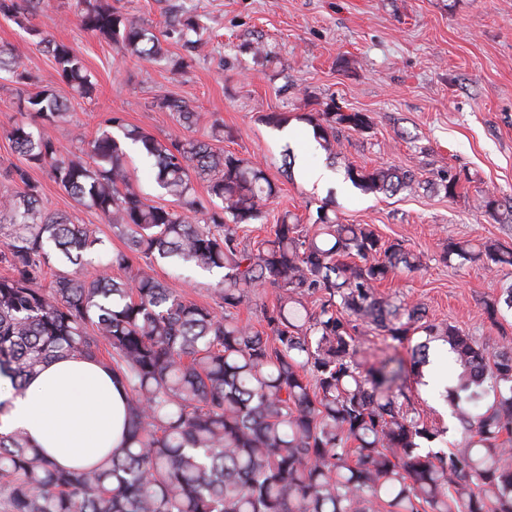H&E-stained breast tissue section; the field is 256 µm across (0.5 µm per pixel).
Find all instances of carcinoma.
I'll return each mask as SVG.
<instances>
[{
	"label": "carcinoma",
	"instance_id": "1",
	"mask_svg": "<svg viewBox=\"0 0 512 512\" xmlns=\"http://www.w3.org/2000/svg\"><path fill=\"white\" fill-rule=\"evenodd\" d=\"M81 27L124 53L159 61L161 39L117 11L111 0H77ZM0 16L25 27L17 0H0ZM199 25L173 16L188 68L203 51ZM31 44L48 53L63 83L84 97L95 85L72 48L37 28ZM6 91L22 95L40 129L20 120L9 137L28 166L5 177L22 187L0 197V376L16 388L53 359L78 354L112 373L126 397L125 446L99 464L56 468L20 431L0 433V512H512V339L479 342L429 319L426 308L377 288L415 272L420 257L389 246L368 224H342L323 206L305 228L292 214L247 243L276 189L260 163L218 152L172 133L161 140L113 114L89 142L91 161L58 155L52 129L66 120L55 93L24 94L32 75L20 49L0 46ZM183 128L195 122L185 101L166 99ZM306 120L331 155L339 129L365 131L370 118L326 105ZM154 160L156 183L177 207L154 204L127 173V153L113 129ZM49 167L79 205L109 219L126 250L98 268L102 240L87 224L41 207V188L28 168ZM204 176L214 206L201 212L192 175ZM364 192L395 193L420 183L405 169L347 166ZM203 217H198V214ZM485 260L493 271L512 267V248L485 242L448 243L443 261ZM81 275L54 274L58 262ZM172 261L222 273L219 313L187 300L152 274ZM277 287L262 309L265 331L239 318L249 290ZM512 310V285L503 301ZM395 354L366 368L358 358L359 327ZM454 354L457 374L445 389L462 440L419 411L405 380L422 384L431 345ZM404 349L409 359L397 354Z\"/></svg>",
	"mask_w": 512,
	"mask_h": 512
}]
</instances>
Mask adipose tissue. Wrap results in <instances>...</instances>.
I'll list each match as a JSON object with an SVG mask.
<instances>
[{
    "instance_id": "ef3b65f1",
    "label": "adipose tissue",
    "mask_w": 512,
    "mask_h": 512,
    "mask_svg": "<svg viewBox=\"0 0 512 512\" xmlns=\"http://www.w3.org/2000/svg\"><path fill=\"white\" fill-rule=\"evenodd\" d=\"M0 402V432L26 433L59 466L89 467L122 446L124 391L97 362L53 361L19 389L1 378Z\"/></svg>"
}]
</instances>
